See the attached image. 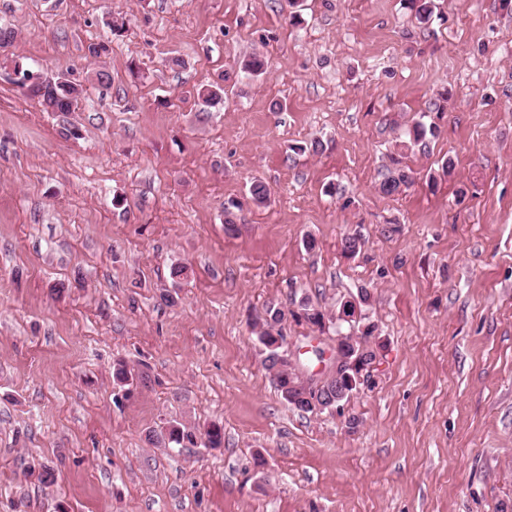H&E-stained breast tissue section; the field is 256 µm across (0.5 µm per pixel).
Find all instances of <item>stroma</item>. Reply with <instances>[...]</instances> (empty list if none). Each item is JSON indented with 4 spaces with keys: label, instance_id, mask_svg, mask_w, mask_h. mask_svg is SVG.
Returning a JSON list of instances; mask_svg holds the SVG:
<instances>
[{
    "label": "stroma",
    "instance_id": "1",
    "mask_svg": "<svg viewBox=\"0 0 512 512\" xmlns=\"http://www.w3.org/2000/svg\"><path fill=\"white\" fill-rule=\"evenodd\" d=\"M434 5L0 0V512H512V12ZM18 62L81 85L75 110L42 111ZM424 115L439 137L380 193ZM363 290L369 385L292 408L254 317ZM175 421L224 444L149 443ZM392 168H387L380 182L379 189L383 194L393 195L401 191V187H407L413 181L412 171L406 166H402L401 160L391 157Z\"/></svg>",
    "mask_w": 512,
    "mask_h": 512
}]
</instances>
